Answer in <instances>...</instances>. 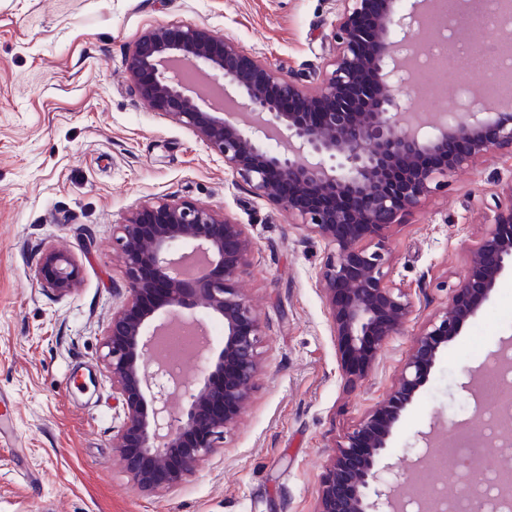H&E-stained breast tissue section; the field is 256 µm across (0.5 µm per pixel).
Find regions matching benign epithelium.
Masks as SVG:
<instances>
[{"label":"benign epithelium","mask_w":512,"mask_h":512,"mask_svg":"<svg viewBox=\"0 0 512 512\" xmlns=\"http://www.w3.org/2000/svg\"><path fill=\"white\" fill-rule=\"evenodd\" d=\"M342 2L330 70L313 93L237 43L191 25L144 32L129 50L127 67L141 97L190 128L255 195L288 210L297 225L332 247L318 276L336 357L344 375L364 380L380 348L412 313L390 280L388 229L479 157L512 149V113L489 112L467 97L456 101L459 116H440L427 131L404 124L408 107L399 90L407 77L399 55L419 35L418 0ZM170 58L211 70L233 89L232 101L260 122L244 129L224 109L200 106L180 73L166 65ZM287 102H304L318 116L311 121L306 112H289ZM306 195L321 203L300 205ZM492 211L451 301L416 334L396 389L358 423L327 466L317 512H398V486L382 482L377 468L391 430L427 382L441 348L499 280L512 275V187L494 198ZM116 243L128 288L102 342L101 361L123 413L112 447L135 488L171 491L219 447L261 372V325L235 287L248 273L250 245L243 225L209 205L172 198L133 211L119 225ZM200 254L207 261L200 274L177 273ZM35 276L60 298L80 284L76 260L53 250ZM199 307L224 321V347L206 348L203 378L186 381L157 355L165 330L160 320ZM180 393L187 402L174 412Z\"/></svg>","instance_id":"1"}]
</instances>
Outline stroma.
I'll return each mask as SVG.
<instances>
[{
  "instance_id": "35a3bbf8",
  "label": "stroma",
  "mask_w": 512,
  "mask_h": 512,
  "mask_svg": "<svg viewBox=\"0 0 512 512\" xmlns=\"http://www.w3.org/2000/svg\"><path fill=\"white\" fill-rule=\"evenodd\" d=\"M340 0H0V512H316L322 476L362 417L388 398L416 333L449 302L493 197L512 187L495 149L390 230L389 273L412 304L371 375L341 373L316 273L329 252L292 215L237 181L189 128L155 112L126 74L131 44L176 22L238 43L316 90L334 55ZM158 197L213 206L244 226L238 283L264 335L263 372L223 448L169 492L134 489L112 447L118 404L100 356L126 296L117 224ZM72 255L65 298L34 275L45 251ZM512 344V278L441 352L403 411L386 463L417 472L431 437H483L476 377Z\"/></svg>"
}]
</instances>
